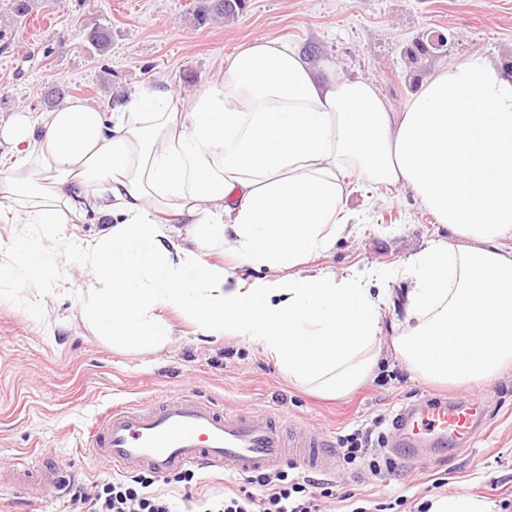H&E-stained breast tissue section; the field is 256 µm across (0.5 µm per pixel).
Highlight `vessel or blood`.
Instances as JSON below:
<instances>
[{"label":"vessel or blood","instance_id":"vessel-or-blood-1","mask_svg":"<svg viewBox=\"0 0 512 512\" xmlns=\"http://www.w3.org/2000/svg\"><path fill=\"white\" fill-rule=\"evenodd\" d=\"M486 427L474 398L421 399L399 409L392 421V451L420 461L425 449L441 452L447 442L470 443ZM87 448L117 472L158 475L211 470L238 476L269 472L291 461L312 473L332 472L336 451L329 441L304 428H288L270 412L227 413L193 393L166 395L142 404L114 406L99 415ZM63 464H34L22 473L0 468V483L35 491L63 490Z\"/></svg>","mask_w":512,"mask_h":512}]
</instances>
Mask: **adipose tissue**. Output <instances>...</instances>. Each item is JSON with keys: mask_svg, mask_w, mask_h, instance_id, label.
I'll return each mask as SVG.
<instances>
[{"mask_svg": "<svg viewBox=\"0 0 512 512\" xmlns=\"http://www.w3.org/2000/svg\"><path fill=\"white\" fill-rule=\"evenodd\" d=\"M318 77L277 39L225 58L188 97L146 86L104 115L74 99L0 137L17 159L0 177V212L24 224H75L89 209L112 226L81 252L95 286L86 315L106 335L162 344L159 315L189 314L204 336H233L290 382L329 397L359 387L380 356L385 272L298 264L329 250L355 215L341 176L410 189L452 234L409 256L393 349L422 380L493 379L512 362V80L480 56L440 71L391 111L373 82L325 63ZM172 211L184 229L158 223ZM228 247L269 277L244 279L208 261ZM62 254L13 245L0 280L56 276Z\"/></svg>", "mask_w": 512, "mask_h": 512, "instance_id": "ef3b65f1", "label": "adipose tissue"}]
</instances>
